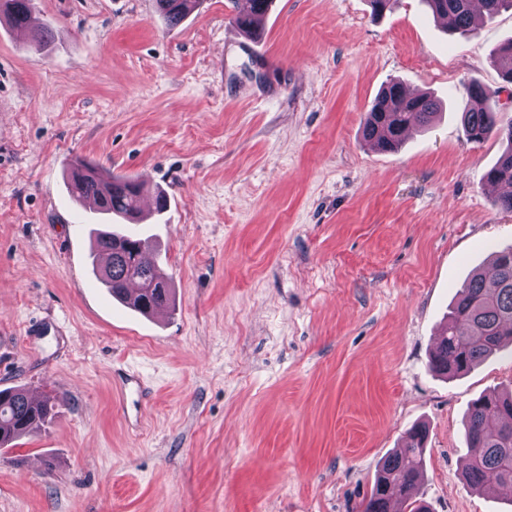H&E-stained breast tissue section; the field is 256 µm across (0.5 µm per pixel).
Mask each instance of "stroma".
Here are the masks:
<instances>
[{"label": "stroma", "mask_w": 512, "mask_h": 512, "mask_svg": "<svg viewBox=\"0 0 512 512\" xmlns=\"http://www.w3.org/2000/svg\"><path fill=\"white\" fill-rule=\"evenodd\" d=\"M48 54L0 22V389L62 406L0 448V512H361L380 461L429 426L430 512H512L471 488L469 403L512 389V352L444 378L428 366L456 292L512 245L468 141L480 82L512 112L491 55L512 12L462 35L424 0H274L247 47L231 0L168 29L155 0H35ZM398 79L441 100L398 151L363 141ZM162 190L132 225L171 276L162 322L93 271L76 160ZM141 375L139 420L112 371Z\"/></svg>", "instance_id": "obj_1"}]
</instances>
